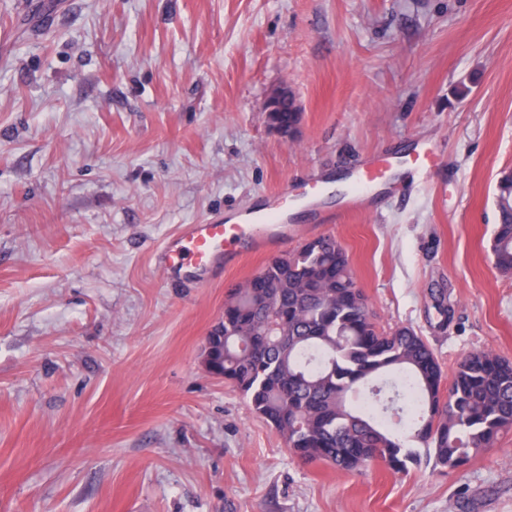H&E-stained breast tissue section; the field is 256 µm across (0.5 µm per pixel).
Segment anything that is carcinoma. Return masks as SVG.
I'll return each mask as SVG.
<instances>
[{
    "mask_svg": "<svg viewBox=\"0 0 512 512\" xmlns=\"http://www.w3.org/2000/svg\"><path fill=\"white\" fill-rule=\"evenodd\" d=\"M491 253L512 274V175L499 184ZM234 288L212 333L216 372L298 460L353 473L382 462L405 472L416 446L435 463L467 466L512 431V361L470 352L444 387L426 339L378 328L349 256L331 236L303 241Z\"/></svg>",
    "mask_w": 512,
    "mask_h": 512,
    "instance_id": "obj_1",
    "label": "carcinoma"
}]
</instances>
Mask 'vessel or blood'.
Listing matches in <instances>:
<instances>
[{"label": "vessel or blood", "mask_w": 512, "mask_h": 512, "mask_svg": "<svg viewBox=\"0 0 512 512\" xmlns=\"http://www.w3.org/2000/svg\"><path fill=\"white\" fill-rule=\"evenodd\" d=\"M440 162L438 151L427 145L415 147L408 160L412 176L420 184L428 183ZM397 188L391 164L366 162L351 176L345 207L350 212L359 211L366 199L394 194ZM287 235V214L278 205L271 204L260 210L238 213L225 223L206 221L185 225L176 237L166 242L161 258L166 272L188 269L205 276L220 256L239 257L253 251L266 239Z\"/></svg>", "instance_id": "vessel-or-blood-1"}]
</instances>
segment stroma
<instances>
[{
  "label": "stroma",
  "instance_id": "stroma-1",
  "mask_svg": "<svg viewBox=\"0 0 512 512\" xmlns=\"http://www.w3.org/2000/svg\"><path fill=\"white\" fill-rule=\"evenodd\" d=\"M281 87L288 142L264 112ZM420 143L443 157L424 187ZM374 155L403 194L313 223L309 184ZM509 172L512 0H0V512H512V431L458 470L343 474L202 364L231 289L320 235L445 376L512 360ZM285 183L295 238L203 284L163 271L181 225ZM265 112H267L268 124L274 131L286 140L292 138L295 131L288 133V129L294 128L299 123L300 115H298V112H300V109L288 88L277 89L267 98ZM273 112H280L279 115L274 116V119L282 124H288V129L280 128L270 120ZM499 223L495 224L491 253L496 269L512 274V175L505 176L499 184L497 197Z\"/></svg>",
  "mask_w": 512,
  "mask_h": 512
}]
</instances>
